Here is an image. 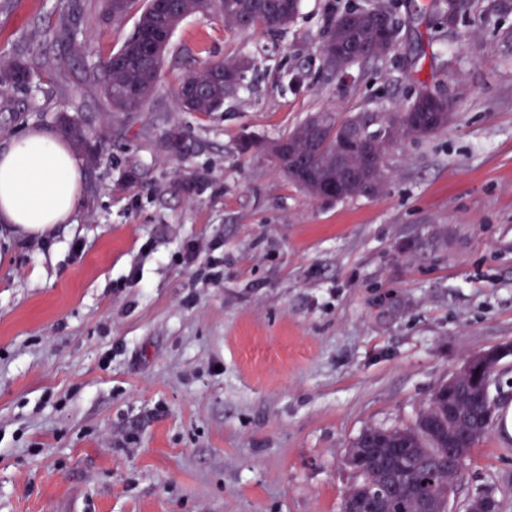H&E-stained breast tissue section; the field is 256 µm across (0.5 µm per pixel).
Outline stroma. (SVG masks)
I'll return each instance as SVG.
<instances>
[{"label":"stroma","mask_w":512,"mask_h":512,"mask_svg":"<svg viewBox=\"0 0 512 512\" xmlns=\"http://www.w3.org/2000/svg\"><path fill=\"white\" fill-rule=\"evenodd\" d=\"M361 2L302 0L286 27L242 33L191 16L128 116L87 72L135 16L0 0V58L42 64L0 95V144L65 107L105 148L72 222L0 238V512H341L364 429L412 425L468 356L512 343V11L473 0L452 26L399 0L395 51L331 78L326 19ZM235 57L251 66L223 111L178 107L185 74ZM423 83L452 121L391 148L377 195L309 196L262 148ZM490 392L451 512L487 489L512 512V354Z\"/></svg>","instance_id":"obj_1"}]
</instances>
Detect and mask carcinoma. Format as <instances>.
<instances>
[{"mask_svg":"<svg viewBox=\"0 0 512 512\" xmlns=\"http://www.w3.org/2000/svg\"><path fill=\"white\" fill-rule=\"evenodd\" d=\"M300 0H191L192 14L207 15L216 13L224 21V27L231 31L243 32L258 25L274 29L284 27L296 17ZM367 12L360 14L361 23L352 29L338 25V17L328 21L332 37L355 45L366 46L373 43L375 34L372 10L393 13L398 7L396 0L384 3L366 4ZM432 7L458 18L467 14L472 0H432ZM139 12L133 33L106 60L92 69L93 78L101 84L104 97L114 112H137L153 96L157 83L155 74L161 70L163 59L150 49L152 29L164 25L161 17L148 6H139V0H106V11L112 21L120 22L131 11ZM250 62L243 58H228L211 61L203 67L185 75L174 91L178 105L187 112L209 114L224 107L222 99L225 91L213 79L222 71L224 75L240 86ZM35 66L22 59L0 60V92L18 87H29L34 83ZM415 103L406 105L391 113L389 125L383 133L371 137L375 142L374 173L384 179V158L386 151L403 139L411 131L408 109ZM309 118L284 136L281 141L290 143L295 154V162L282 160L273 150L275 142L265 145L278 169L294 184L306 188L300 170L316 173L321 182H334L338 179L336 169V142L342 130V122L332 118L330 127L319 137H314ZM56 124L61 135L72 142L79 151H85L89 140L87 122L81 115H71L66 110L56 116ZM475 383L465 377L457 378L453 397L465 413V421L459 427L460 447L472 449L489 432L491 417L487 414L486 396L476 395ZM372 443L373 452L362 463L358 480L349 488L344 501L353 507L362 502L373 512H423L421 497L417 490L434 501L438 512H448V402L431 398L426 408L418 415L413 426L404 429H380L371 427L364 430L355 444ZM405 445L412 457L433 463V471L412 468L394 460V445ZM393 468L396 479L388 492L369 497L382 480L385 469Z\"/></svg>","mask_w":512,"mask_h":512,"instance_id":"carcinoma-1","label":"carcinoma"}]
</instances>
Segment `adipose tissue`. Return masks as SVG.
Wrapping results in <instances>:
<instances>
[{"mask_svg":"<svg viewBox=\"0 0 512 512\" xmlns=\"http://www.w3.org/2000/svg\"><path fill=\"white\" fill-rule=\"evenodd\" d=\"M82 163L54 131L32 128L0 150V230L42 239L69 223L81 199Z\"/></svg>","mask_w":512,"mask_h":512,"instance_id":"obj_1","label":"adipose tissue"}]
</instances>
